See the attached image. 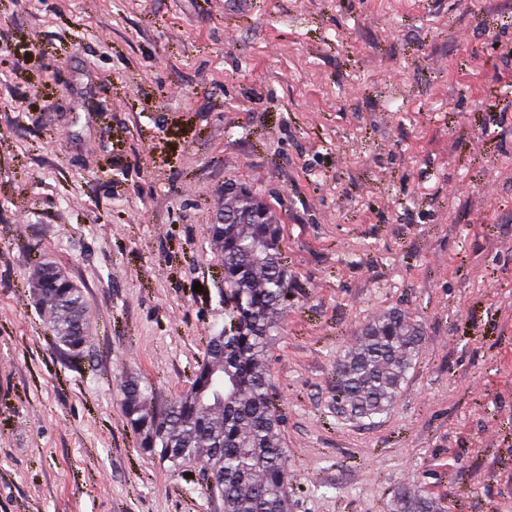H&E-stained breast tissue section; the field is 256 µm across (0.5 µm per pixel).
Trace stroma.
Masks as SVG:
<instances>
[{
  "instance_id": "1",
  "label": "stroma",
  "mask_w": 512,
  "mask_h": 512,
  "mask_svg": "<svg viewBox=\"0 0 512 512\" xmlns=\"http://www.w3.org/2000/svg\"><path fill=\"white\" fill-rule=\"evenodd\" d=\"M229 183L288 261L287 512H512V0H0V512H223L142 452L120 383L186 391L223 328ZM394 309L424 333L396 403L337 417V351ZM30 288L38 305L53 314L49 328L56 343L70 357L82 358L90 318L82 289L55 262L46 259L33 267ZM392 512H443L441 503L418 490L403 488L392 500Z\"/></svg>"
}]
</instances>
